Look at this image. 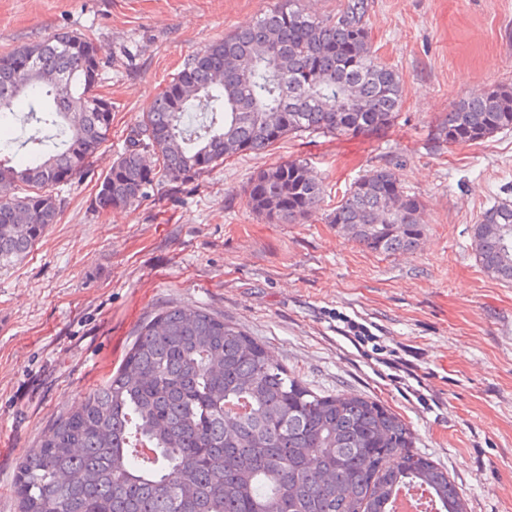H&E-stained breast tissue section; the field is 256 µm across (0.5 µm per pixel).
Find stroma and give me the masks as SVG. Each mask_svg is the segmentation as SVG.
<instances>
[{
    "label": "stroma",
    "mask_w": 512,
    "mask_h": 512,
    "mask_svg": "<svg viewBox=\"0 0 512 512\" xmlns=\"http://www.w3.org/2000/svg\"><path fill=\"white\" fill-rule=\"evenodd\" d=\"M282 0H0V54L55 31L89 35L112 99V133L60 191L58 221L0 269V512H17L21 457L120 367L160 311L202 307L264 346L312 391L379 399L416 453L447 471L468 512H512V283L470 246L480 212L512 198V130L451 145L450 104L512 81V0H369L381 60L404 79L400 115L371 136H290L131 208L92 203L113 160L184 59ZM307 161L324 199L274 224L245 190L262 169ZM416 195L421 243L384 256L327 221L367 170ZM361 326L359 341L349 331Z\"/></svg>",
    "instance_id": "1"
}]
</instances>
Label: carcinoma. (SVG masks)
Instances as JSON below:
<instances>
[{
    "label": "carcinoma",
    "mask_w": 512,
    "mask_h": 512,
    "mask_svg": "<svg viewBox=\"0 0 512 512\" xmlns=\"http://www.w3.org/2000/svg\"><path fill=\"white\" fill-rule=\"evenodd\" d=\"M368 9V0H345L322 18L284 0L185 60L112 162L95 208L125 210L146 195L147 151L176 181L290 135L387 129L404 81L373 50ZM96 52L90 36L60 31L0 62V123L34 130L0 141V265L43 239L60 211L56 174L82 176L112 132V113L95 105ZM511 129L512 82H502L453 103L438 137L477 143ZM16 148L28 163L11 164ZM246 194L258 215L292 224L320 204L323 187L294 159L257 173ZM420 207L380 167L353 182L327 220L392 255L424 236ZM471 247L484 272L512 283V200L480 213ZM413 444L380 401L318 394L224 318L175 306L142 327L123 365L77 410L54 420L20 462L13 493L18 512H391L387 503L412 484L435 512H467L448 472Z\"/></svg>",
    "instance_id": "1"
}]
</instances>
